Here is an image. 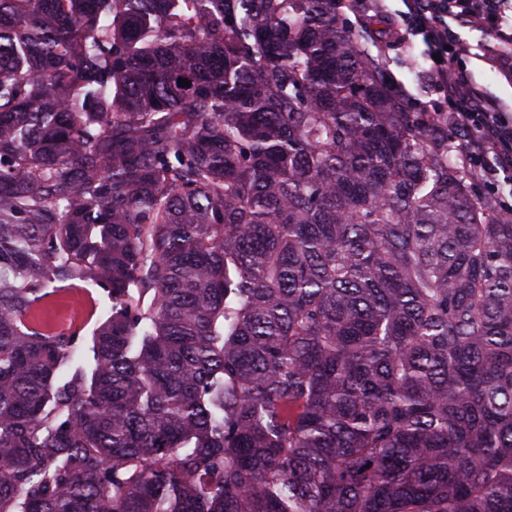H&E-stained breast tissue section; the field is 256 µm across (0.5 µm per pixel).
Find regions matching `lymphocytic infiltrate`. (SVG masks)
Wrapping results in <instances>:
<instances>
[{"instance_id":"1","label":"lymphocytic infiltrate","mask_w":512,"mask_h":512,"mask_svg":"<svg viewBox=\"0 0 512 512\" xmlns=\"http://www.w3.org/2000/svg\"><path fill=\"white\" fill-rule=\"evenodd\" d=\"M416 33L435 60L432 86L441 98L434 112L449 109L459 132L457 148L477 177L497 188L499 176L512 170V113L480 84L465 81L459 62L470 45L455 36L456 28L489 30L493 42L481 49V59L512 76V0H403Z\"/></svg>"}]
</instances>
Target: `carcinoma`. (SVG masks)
I'll list each match as a JSON object with an SVG mask.
<instances>
[{
    "label": "carcinoma",
    "mask_w": 512,
    "mask_h": 512,
    "mask_svg": "<svg viewBox=\"0 0 512 512\" xmlns=\"http://www.w3.org/2000/svg\"><path fill=\"white\" fill-rule=\"evenodd\" d=\"M377 23L0 0V512H512V217ZM59 296H73L79 298L83 305L90 300L93 305L92 312L86 316L80 327V342L73 360L63 366L56 374V385H62L68 381L76 369L82 370L90 382L95 361L93 358V336L98 328L112 317V296L107 289L92 284L76 283L61 287Z\"/></svg>",
    "instance_id": "1"
}]
</instances>
